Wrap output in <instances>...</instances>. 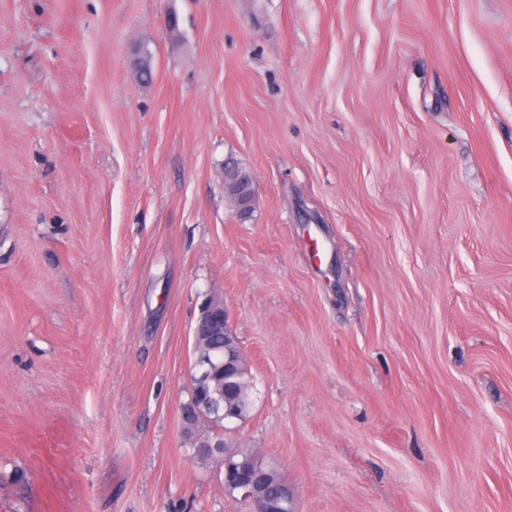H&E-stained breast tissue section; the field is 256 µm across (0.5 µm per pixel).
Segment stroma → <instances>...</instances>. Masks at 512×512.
<instances>
[{"label":"stroma","mask_w":512,"mask_h":512,"mask_svg":"<svg viewBox=\"0 0 512 512\" xmlns=\"http://www.w3.org/2000/svg\"><path fill=\"white\" fill-rule=\"evenodd\" d=\"M209 299L295 512H512V0H0V512H252ZM223 337H218L222 336ZM199 336H213L206 343H202L198 348V354L201 356H217L219 360L224 357V374L214 375L215 360L199 359L193 364L195 376L199 378L212 377L207 382H190L188 389L189 399L183 404L181 409L195 412V406L205 397L211 401L212 410L204 412L205 421L197 418L194 426L190 428L199 429L200 426L207 427L206 435L200 438H207L211 442L219 441L224 443V418L235 417L234 409L224 412L226 400H224V375L230 374L236 364L238 353L234 345L236 339L229 326L228 314L226 309L217 306H207L202 309L198 323L193 330V340L196 343ZM189 439L191 440V450H192V456L194 459H196L200 463H207V462H216V463H223L224 461V449H229L234 452L233 455V461L236 464H247L254 460H256V457H254L251 454H248L243 451H239L237 449L233 448H222L223 452H216L210 453L208 451H205L204 448H215V446H210L207 443H202L201 448H196L198 446V440L195 439V436L191 433H187Z\"/></svg>","instance_id":"stroma-1"}]
</instances>
